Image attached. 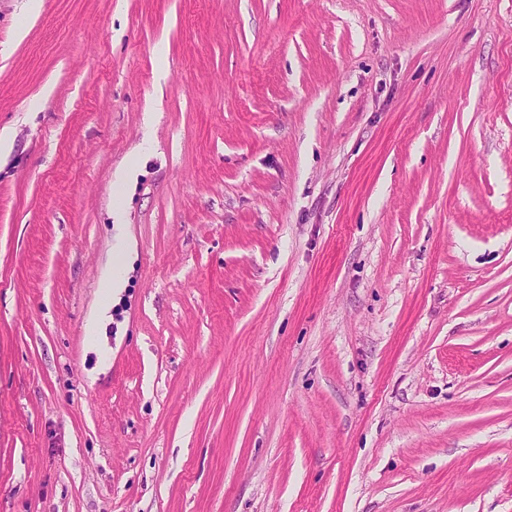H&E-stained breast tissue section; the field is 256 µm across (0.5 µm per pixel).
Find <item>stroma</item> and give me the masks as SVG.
Instances as JSON below:
<instances>
[{
    "mask_svg": "<svg viewBox=\"0 0 512 512\" xmlns=\"http://www.w3.org/2000/svg\"><path fill=\"white\" fill-rule=\"evenodd\" d=\"M25 2L0 512H512V0Z\"/></svg>",
    "mask_w": 512,
    "mask_h": 512,
    "instance_id": "obj_1",
    "label": "stroma"
}]
</instances>
